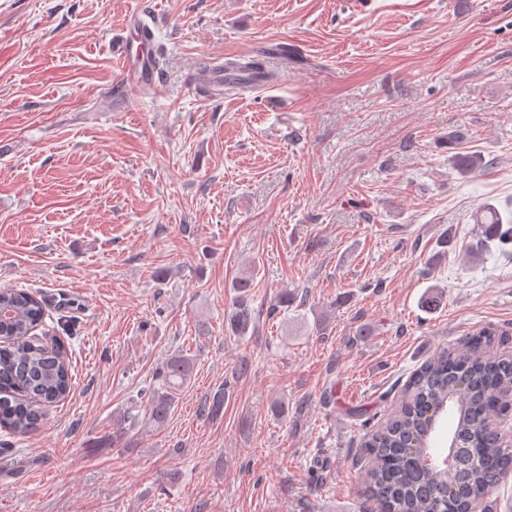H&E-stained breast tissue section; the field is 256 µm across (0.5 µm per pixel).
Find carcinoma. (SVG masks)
I'll return each mask as SVG.
<instances>
[{"label":"carcinoma","mask_w":512,"mask_h":512,"mask_svg":"<svg viewBox=\"0 0 512 512\" xmlns=\"http://www.w3.org/2000/svg\"><path fill=\"white\" fill-rule=\"evenodd\" d=\"M224 71L245 72L270 81L275 73L258 57L228 58ZM460 174L479 167L478 154L458 152L454 156ZM483 247L493 242L512 245V216H503L491 205L482 208L477 220ZM237 296L225 319V332L241 337L252 321V279L235 283ZM306 296L285 291L275 296L268 316L275 317L293 305L302 306ZM0 428L14 435L36 432L44 418L43 408L66 399L73 388L71 361L61 342L44 345L35 331L44 326L47 304L19 288H0ZM496 330L482 327L469 333L464 350H441L409 378L404 400L381 428L367 431L361 450L368 460L365 492L384 512H456L466 500L484 503L493 512L492 495L512 477V450L502 437L486 427L487 418L512 409V398L502 392L512 382V359L494 350ZM191 362L182 355L170 357L159 369V386L145 392L148 419L164 421L178 395L190 379ZM224 410V395L203 400L199 413L217 418ZM449 410L456 417L448 440L461 444L455 464L436 469L427 464L435 452L434 437L440 415ZM139 422L129 412L115 419L112 439L118 440L126 426Z\"/></svg>","instance_id":"1"}]
</instances>
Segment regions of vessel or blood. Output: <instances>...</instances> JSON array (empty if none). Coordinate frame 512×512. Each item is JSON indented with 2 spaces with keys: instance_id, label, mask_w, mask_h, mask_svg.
Wrapping results in <instances>:
<instances>
[{
  "instance_id": "vessel-or-blood-1",
  "label": "vessel or blood",
  "mask_w": 512,
  "mask_h": 512,
  "mask_svg": "<svg viewBox=\"0 0 512 512\" xmlns=\"http://www.w3.org/2000/svg\"><path fill=\"white\" fill-rule=\"evenodd\" d=\"M112 47L129 90L143 91L155 88L159 76L153 37L147 30L140 9H132L124 28L112 37ZM208 88L242 89L259 86L257 78L242 72L227 73L213 68L202 74Z\"/></svg>"
}]
</instances>
